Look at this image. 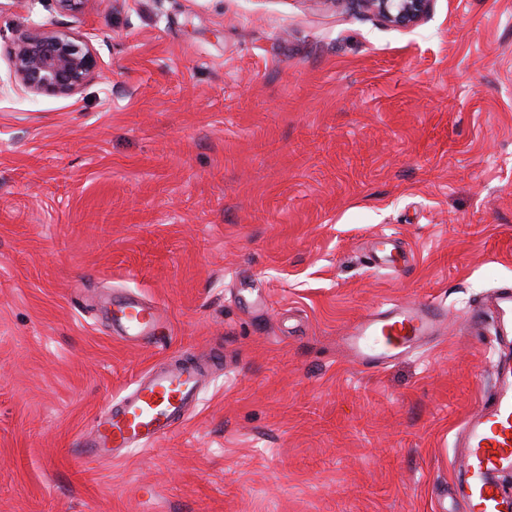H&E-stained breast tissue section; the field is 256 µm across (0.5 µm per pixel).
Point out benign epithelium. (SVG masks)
I'll return each instance as SVG.
<instances>
[{
    "mask_svg": "<svg viewBox=\"0 0 512 512\" xmlns=\"http://www.w3.org/2000/svg\"><path fill=\"white\" fill-rule=\"evenodd\" d=\"M393 27L412 28L429 14L433 0H357ZM96 60L70 36L40 28L25 31L11 55L9 79L34 94L70 96L90 78Z\"/></svg>",
    "mask_w": 512,
    "mask_h": 512,
    "instance_id": "7a95c632",
    "label": "benign epithelium"
}]
</instances>
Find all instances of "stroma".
<instances>
[{
	"mask_svg": "<svg viewBox=\"0 0 512 512\" xmlns=\"http://www.w3.org/2000/svg\"><path fill=\"white\" fill-rule=\"evenodd\" d=\"M95 55L75 94L8 84L32 27ZM0 512H440L512 287V0L395 28L330 0H0ZM392 234L399 270L373 268ZM132 292L163 315L135 345ZM446 311L377 369L341 338ZM224 354L150 450L75 439L148 368ZM389 242H396L391 235L380 234L375 236V240L372 243V253L374 263L383 264L386 266H396L404 257L400 251L395 254L390 251L389 254L385 253V249H380L379 246H385ZM512 287L503 288L485 298L493 326L502 342L512 343ZM116 322L128 341L152 342L158 336L162 316L159 308L150 302L124 298L116 304Z\"/></svg>",
	"mask_w": 512,
	"mask_h": 512,
	"instance_id": "obj_1",
	"label": "stroma"
}]
</instances>
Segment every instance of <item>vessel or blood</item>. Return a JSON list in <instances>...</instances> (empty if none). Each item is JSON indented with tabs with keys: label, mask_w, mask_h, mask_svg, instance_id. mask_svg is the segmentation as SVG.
Wrapping results in <instances>:
<instances>
[{
	"label": "vessel or blood",
	"mask_w": 512,
	"mask_h": 512,
	"mask_svg": "<svg viewBox=\"0 0 512 512\" xmlns=\"http://www.w3.org/2000/svg\"><path fill=\"white\" fill-rule=\"evenodd\" d=\"M485 306L502 342L512 343V289L490 294ZM115 319L126 340L153 341L162 316L150 302L124 298ZM441 310L431 303L393 306L368 314L354 324L343 345L355 363L376 368L432 339L440 330ZM224 367L223 353L180 357L149 371L134 389L101 412L92 428L75 442L79 456L114 462L134 449L169 435L194 407L202 382ZM493 386L480 399L456 437L457 512H512V353L492 363Z\"/></svg>",
	"instance_id": "vessel-or-blood-1"
}]
</instances>
